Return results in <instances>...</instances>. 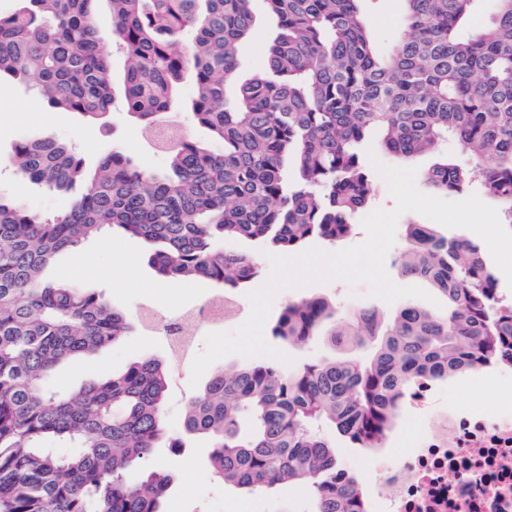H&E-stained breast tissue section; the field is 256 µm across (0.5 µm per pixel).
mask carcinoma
I'll return each instance as SVG.
<instances>
[{"label":"carcinoma","mask_w":512,"mask_h":512,"mask_svg":"<svg viewBox=\"0 0 512 512\" xmlns=\"http://www.w3.org/2000/svg\"><path fill=\"white\" fill-rule=\"evenodd\" d=\"M15 2L0 11V76L84 120L118 106L149 134L186 105L224 149L184 140L168 148L170 172L157 175L122 149L90 169L53 138L14 143L15 173L67 205L47 217L0 200V512H161L173 481L163 470L129 476L165 437L166 361L148 358L71 392L52 385L59 365L131 330L104 294L45 279L90 235L117 228L160 245L149 262L161 277L225 294L247 288L258 265L224 251V240L293 251L312 237L344 238L372 200L359 145L374 128L384 151L405 161L456 137L474 165L439 162L427 185L448 193L481 183L512 228V0H492L487 27L466 36L477 0H403L404 30L386 54L361 0H265L279 28L268 73L231 94L238 48L256 29L253 0H106L108 33L98 0ZM114 48L124 59L118 87ZM397 264L447 309L339 312L323 297L291 301L274 335L299 347L322 337L331 355L288 373L222 369L187 404L182 435L210 440L224 483L254 491L303 480L314 512H367L320 429L382 448L417 380L512 365V304L472 240L410 223Z\"/></svg>","instance_id":"1"}]
</instances>
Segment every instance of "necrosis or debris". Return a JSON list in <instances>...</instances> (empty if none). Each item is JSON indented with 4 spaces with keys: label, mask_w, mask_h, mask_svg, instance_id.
Wrapping results in <instances>:
<instances>
[{
    "label": "necrosis or debris",
    "mask_w": 512,
    "mask_h": 512,
    "mask_svg": "<svg viewBox=\"0 0 512 512\" xmlns=\"http://www.w3.org/2000/svg\"><path fill=\"white\" fill-rule=\"evenodd\" d=\"M153 331L178 360L194 340L183 318L151 308ZM406 400L415 423L412 448L371 462L383 492L367 512H512V401L494 411L444 406L435 385L416 382Z\"/></svg>",
    "instance_id": "1"
}]
</instances>
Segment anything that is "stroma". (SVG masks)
I'll use <instances>...</instances> for the list:
<instances>
[{"mask_svg": "<svg viewBox=\"0 0 512 512\" xmlns=\"http://www.w3.org/2000/svg\"><path fill=\"white\" fill-rule=\"evenodd\" d=\"M360 8L365 15L379 50H387L392 38L400 30L403 4L401 0H362ZM254 9L259 21V37L244 42L237 55V70L241 77L261 72L265 66L267 45L277 32L276 20L264 0H255ZM31 92L26 85L5 79L0 81V197L26 205L35 212L52 215L65 202L52 192L19 179L8 165L14 142L32 135L51 136L76 147L87 165L96 162L112 147L118 146L131 154L139 166L149 172L166 171L169 158L145 136L141 124L120 111L113 112L109 126L84 123L70 113L49 107H32ZM87 260L82 268H74L71 257H63L53 272L55 279L64 280L81 288L104 292L112 305L133 324L130 336L101 351L95 360L76 359L64 365L54 384L66 389L83 383L102 380L126 370L131 364L147 357L167 359L166 340L144 327L140 311L152 306L169 314L183 313L213 295V288L200 282L163 278L149 264L150 250L140 239L101 230L88 238L79 248ZM122 253L138 258L134 276H126L117 264ZM324 297L334 301L340 310L359 307L385 308V301L370 297L366 285H350L343 280L313 284L302 288H288L278 292L273 300L267 326H274L288 302L303 298ZM190 368L169 384L164 422L170 437H178L184 410L197 396V389L189 385ZM441 389L447 401L463 403L484 410L495 409L500 402L496 383L467 381L465 374H455L442 382ZM412 433V420L401 413L392 427L385 449L361 448L348 438L330 433L336 445V456L348 472L359 475L367 496L382 492L381 477L374 472H360L361 462L381 456L383 451L396 452L405 448ZM161 469L172 473L174 480L161 502L162 512H312L313 495L306 485L286 483L265 492H246L219 482L212 474L205 443L191 448H159L139 462L134 472L142 474Z\"/></svg>", "mask_w": 512, "mask_h": 512, "instance_id": "1", "label": "stroma"}]
</instances>
